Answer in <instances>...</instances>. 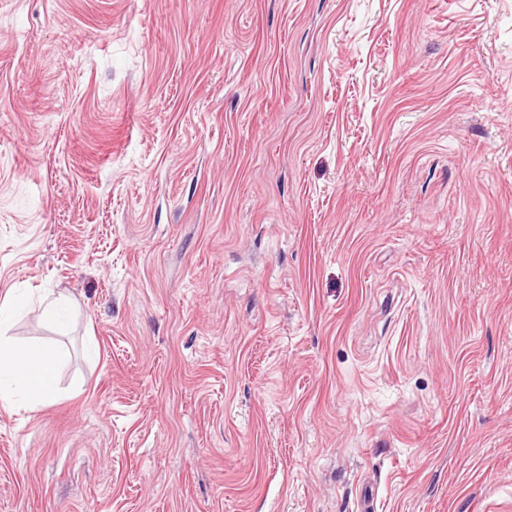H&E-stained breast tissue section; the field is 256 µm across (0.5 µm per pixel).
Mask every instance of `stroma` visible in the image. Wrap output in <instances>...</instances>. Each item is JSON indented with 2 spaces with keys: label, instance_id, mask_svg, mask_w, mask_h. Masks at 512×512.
I'll use <instances>...</instances> for the list:
<instances>
[{
  "label": "stroma",
  "instance_id": "obj_1",
  "mask_svg": "<svg viewBox=\"0 0 512 512\" xmlns=\"http://www.w3.org/2000/svg\"><path fill=\"white\" fill-rule=\"evenodd\" d=\"M24 289L0 512H512V0H0ZM25 312L46 326L64 329L74 321V305L63 295L8 294L0 302V402L13 405L20 398L31 408L54 402L60 396L59 370L69 353L45 342H20L12 326Z\"/></svg>",
  "mask_w": 512,
  "mask_h": 512
}]
</instances>
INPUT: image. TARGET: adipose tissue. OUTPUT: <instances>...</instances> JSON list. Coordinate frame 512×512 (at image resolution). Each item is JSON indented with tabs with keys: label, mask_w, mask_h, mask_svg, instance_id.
Masks as SVG:
<instances>
[{
	"label": "adipose tissue",
	"mask_w": 512,
	"mask_h": 512,
	"mask_svg": "<svg viewBox=\"0 0 512 512\" xmlns=\"http://www.w3.org/2000/svg\"><path fill=\"white\" fill-rule=\"evenodd\" d=\"M27 312L46 326L63 329L73 322L75 308L62 295L36 299L11 293L0 299V402L20 400L35 408L59 397V370L69 353L55 344L23 343L13 336V324Z\"/></svg>",
	"instance_id": "ef3b65f1"
}]
</instances>
